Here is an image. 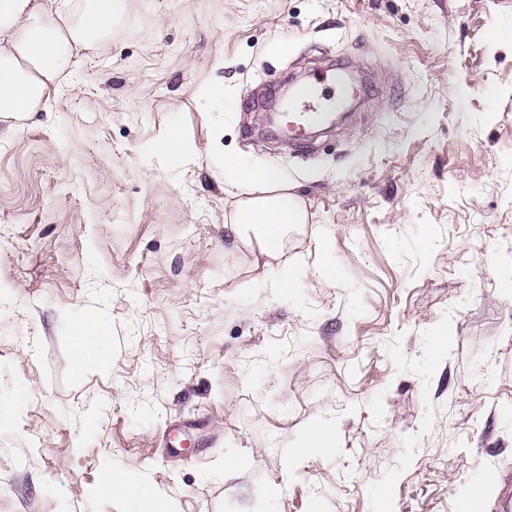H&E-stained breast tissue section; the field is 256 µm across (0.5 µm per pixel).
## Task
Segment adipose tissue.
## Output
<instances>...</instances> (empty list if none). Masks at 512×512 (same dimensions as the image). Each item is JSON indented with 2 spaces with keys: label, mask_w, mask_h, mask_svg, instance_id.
Here are the masks:
<instances>
[{
  "label": "adipose tissue",
  "mask_w": 512,
  "mask_h": 512,
  "mask_svg": "<svg viewBox=\"0 0 512 512\" xmlns=\"http://www.w3.org/2000/svg\"><path fill=\"white\" fill-rule=\"evenodd\" d=\"M121 0H0V125L47 111L74 56L112 32ZM224 179L235 198L228 227L237 242L272 257L293 224L312 220L295 183L270 166L225 158Z\"/></svg>",
  "instance_id": "1"
}]
</instances>
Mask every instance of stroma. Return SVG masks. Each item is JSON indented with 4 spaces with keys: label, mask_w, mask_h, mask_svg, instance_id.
Wrapping results in <instances>:
<instances>
[{
    "label": "stroma",
    "mask_w": 512,
    "mask_h": 512,
    "mask_svg": "<svg viewBox=\"0 0 512 512\" xmlns=\"http://www.w3.org/2000/svg\"><path fill=\"white\" fill-rule=\"evenodd\" d=\"M329 59L363 105L270 136ZM217 149L309 202L287 263L233 246ZM0 454V512H501L512 0H124L0 137Z\"/></svg>",
    "instance_id": "obj_1"
}]
</instances>
